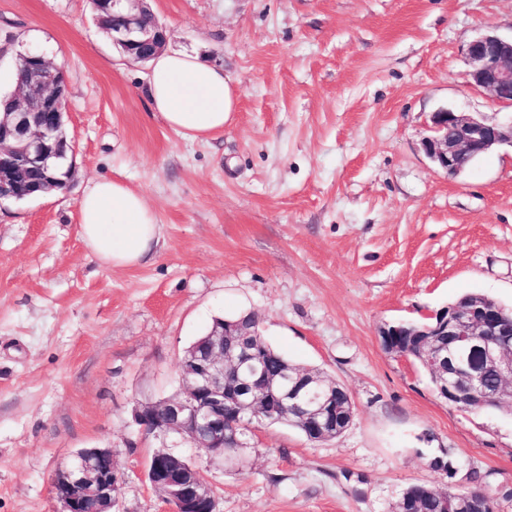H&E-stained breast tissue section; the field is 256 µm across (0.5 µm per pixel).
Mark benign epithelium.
<instances>
[{
	"label": "benign epithelium",
	"mask_w": 512,
	"mask_h": 512,
	"mask_svg": "<svg viewBox=\"0 0 512 512\" xmlns=\"http://www.w3.org/2000/svg\"><path fill=\"white\" fill-rule=\"evenodd\" d=\"M100 23L112 22V43L136 60L157 52L166 43L164 27L147 0H96ZM465 58L473 85L493 100L512 106V37L486 31L466 46ZM29 77L18 84V105L0 113V203L17 202L50 193L51 185L27 188L28 170L41 168L56 179L55 160L66 158V148L55 136L67 89L63 70L38 54L25 55ZM431 135L424 148L435 166L456 177L468 161L503 146L512 147V117L489 121L483 117L441 110L431 117ZM499 305L476 297L463 305H449L421 325L416 335L426 337L430 361L438 372V394L449 404L467 410L488 405L512 410V331L504 326ZM448 332V349L437 348L428 337ZM242 323H217L208 336L185 350L180 362L183 391L159 403L140 405L134 420L140 428L164 440L188 442L211 459H222L228 449L243 457L237 425L224 422L228 411L247 413L261 400L278 404L310 421L307 436L323 441L321 419L336 415V403L319 392L322 384L309 373L286 375L263 387L256 381L264 366L249 345L224 347L226 336H247ZM112 459L110 448H82L61 467L51 482L60 512H83L94 502V512H112L120 472L102 467ZM147 479L159 492L167 512H216V500L201 470L187 458L161 449L147 464Z\"/></svg>",
	"instance_id": "obj_1"
}]
</instances>
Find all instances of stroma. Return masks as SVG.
<instances>
[{"mask_svg":"<svg viewBox=\"0 0 512 512\" xmlns=\"http://www.w3.org/2000/svg\"><path fill=\"white\" fill-rule=\"evenodd\" d=\"M165 47L223 67L237 107L188 141L152 112L146 68L89 0H0V96L20 54L64 68L65 190L0 204V512H58L56 471L111 449L118 512H158L162 439L135 409L179 394L180 360L217 317L256 315L265 342L348 391L354 418L313 442L281 424L245 439L246 467L178 447L216 512H393L407 486L471 487L512 512V412L439 398L381 328L465 293L512 305V148L451 177L425 153L440 110L512 114L463 52L512 35V0H150ZM154 208L153 259L112 269L80 239L91 179ZM448 455L447 475L433 460Z\"/></svg>","mask_w":512,"mask_h":512,"instance_id":"stroma-1","label":"stroma"}]
</instances>
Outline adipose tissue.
I'll use <instances>...</instances> for the list:
<instances>
[{
  "label": "adipose tissue",
  "instance_id": "obj_1",
  "mask_svg": "<svg viewBox=\"0 0 512 512\" xmlns=\"http://www.w3.org/2000/svg\"><path fill=\"white\" fill-rule=\"evenodd\" d=\"M152 111L189 141L223 130L236 105L222 67L185 52L162 50L147 62ZM79 233L101 265L129 268L147 261L161 240V226L142 192L126 181L92 180L78 201Z\"/></svg>",
  "mask_w": 512,
  "mask_h": 512
}]
</instances>
